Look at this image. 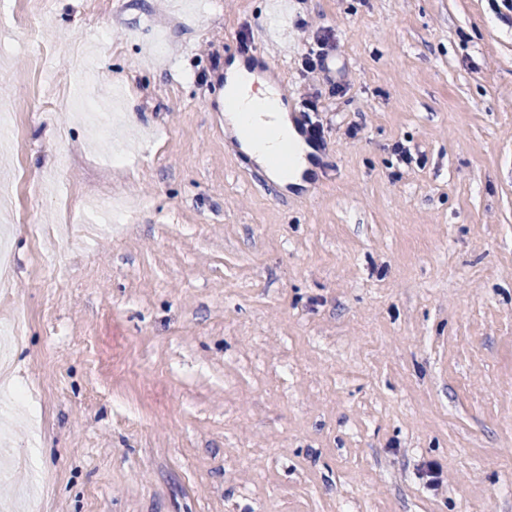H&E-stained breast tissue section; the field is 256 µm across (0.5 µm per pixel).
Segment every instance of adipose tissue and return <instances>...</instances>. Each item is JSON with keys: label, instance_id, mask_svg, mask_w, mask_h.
<instances>
[{"label": "adipose tissue", "instance_id": "adipose-tissue-1", "mask_svg": "<svg viewBox=\"0 0 512 512\" xmlns=\"http://www.w3.org/2000/svg\"><path fill=\"white\" fill-rule=\"evenodd\" d=\"M252 83L241 63L228 68L224 123L270 179L300 182L308 167L307 148L288 117L281 93L269 85L263 95L251 94Z\"/></svg>", "mask_w": 512, "mask_h": 512}]
</instances>
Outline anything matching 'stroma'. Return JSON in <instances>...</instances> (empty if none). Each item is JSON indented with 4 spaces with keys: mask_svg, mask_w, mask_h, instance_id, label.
I'll list each match as a JSON object with an SVG mask.
<instances>
[{
    "mask_svg": "<svg viewBox=\"0 0 512 512\" xmlns=\"http://www.w3.org/2000/svg\"><path fill=\"white\" fill-rule=\"evenodd\" d=\"M243 56L322 129L307 186L240 164ZM1 99L0 512H512V10L0 0Z\"/></svg>",
    "mask_w": 512,
    "mask_h": 512,
    "instance_id": "obj_1",
    "label": "stroma"
}]
</instances>
